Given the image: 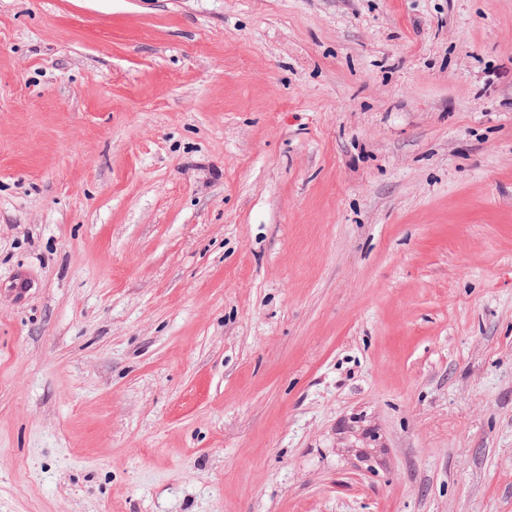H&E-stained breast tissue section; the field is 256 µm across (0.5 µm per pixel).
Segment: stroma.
Here are the masks:
<instances>
[{"label":"stroma","mask_w":512,"mask_h":512,"mask_svg":"<svg viewBox=\"0 0 512 512\" xmlns=\"http://www.w3.org/2000/svg\"><path fill=\"white\" fill-rule=\"evenodd\" d=\"M0 512H512V0H0Z\"/></svg>","instance_id":"obj_1"}]
</instances>
